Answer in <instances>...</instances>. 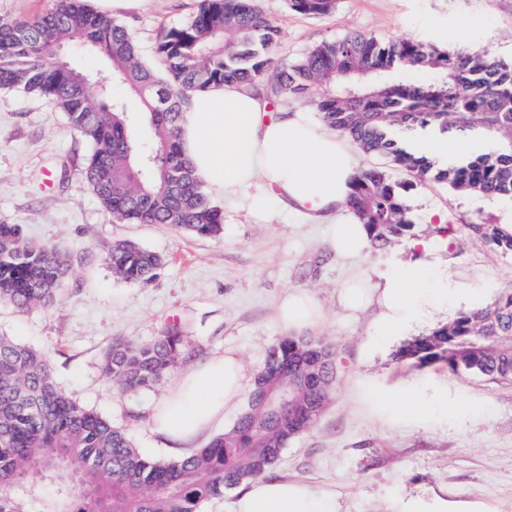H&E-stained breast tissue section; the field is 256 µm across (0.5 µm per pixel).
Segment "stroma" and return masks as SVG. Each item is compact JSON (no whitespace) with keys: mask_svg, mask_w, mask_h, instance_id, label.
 Wrapping results in <instances>:
<instances>
[{"mask_svg":"<svg viewBox=\"0 0 512 512\" xmlns=\"http://www.w3.org/2000/svg\"><path fill=\"white\" fill-rule=\"evenodd\" d=\"M200 3L154 0L147 12L123 17L146 65L156 66L158 42L184 25ZM258 4L281 29L271 56L275 70L321 42L351 33L385 42L419 41L423 25L455 22L466 27L468 46L512 61V0H336L335 9L320 16L292 11L289 0ZM87 153V144L52 101L0 91V224L20 225L29 239L64 247L70 264L53 308L18 310L0 303V334L45 351L57 383L76 401L126 430L145 456L171 458L153 430L152 415L179 373L142 392L113 388L100 373L112 342L145 343L177 326L191 338V363L233 348L252 375L286 334L276 318L278 301L289 289H305L324 310L325 319L312 334L335 349L338 380L324 413L285 448L274 476L336 493L349 512H386L388 497L427 487L447 489L452 501L512 512V381L454 374L442 365L399 364L392 346L366 355L362 345L372 311L347 316L337 298L340 286L365 266L393 256L414 258L408 248L412 238L433 240L449 274L460 282L482 275L493 292L512 289V254L469 230L473 224L500 223L499 199L462 193L390 168L385 157L362 155V168L389 169L394 181L408 184L414 226L408 239L343 260L332 247L329 225L299 223L276 204L267 216L225 209L217 237L167 224L117 221L80 178ZM430 207L444 212L451 232L425 223ZM122 242L161 257L151 282L112 276L101 247ZM421 376L446 380L462 396L485 399L489 416L465 424L443 419L426 428L396 427L378 420L361 401L370 388H392Z\"/></svg>","mask_w":512,"mask_h":512,"instance_id":"stroma-1","label":"stroma"}]
</instances>
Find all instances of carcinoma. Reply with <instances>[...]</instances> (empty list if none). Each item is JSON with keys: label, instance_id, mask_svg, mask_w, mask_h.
I'll list each match as a JSON object with an SVG mask.
<instances>
[{"label": "carcinoma", "instance_id": "obj_1", "mask_svg": "<svg viewBox=\"0 0 512 512\" xmlns=\"http://www.w3.org/2000/svg\"><path fill=\"white\" fill-rule=\"evenodd\" d=\"M302 15H325L336 0H289ZM279 27L256 0H202L192 18L157 47L166 78L140 60L120 22L87 0H55L27 19L0 16V91L52 100L88 144L80 176L113 218L128 224H169L200 237L221 233L224 213L204 191L185 158L178 131L189 95L213 84L245 83L283 104L320 89L316 110L328 128L367 154L386 157L426 180L485 197L512 198V62L487 49H442L360 34L323 43L288 69L269 71ZM76 44L107 64L105 88L93 97L85 74L60 56ZM427 81L410 80L414 71ZM138 101L128 111L113 87ZM146 125L150 136H140ZM471 133L486 148L447 167L409 152L397 133ZM386 171L359 173L350 208L366 225L370 245L383 248L413 227L403 192ZM472 233L512 252V233L472 224ZM112 273L149 282L161 259L126 242L103 247ZM69 274L66 252L28 240L17 224H0V303L26 310L55 305ZM190 356L186 336L168 328L148 343L117 340L102 372L123 391L158 384ZM397 362L442 364L490 380L512 381V290L462 312L404 345ZM292 385L288 415L266 399ZM336 385L335 353L312 336H285L257 371L235 424L188 456L153 461L127 433L79 405L55 382L47 353L0 335V512H200L202 505L271 472L280 454L310 430ZM68 472L75 489L41 499L33 472Z\"/></svg>", "mask_w": 512, "mask_h": 512}]
</instances>
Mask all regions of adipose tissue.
<instances>
[{"label":"adipose tissue","instance_id":"obj_1","mask_svg":"<svg viewBox=\"0 0 512 512\" xmlns=\"http://www.w3.org/2000/svg\"><path fill=\"white\" fill-rule=\"evenodd\" d=\"M182 151L214 198L251 211L269 200L286 205L306 224H328L338 255H360L368 232L348 201L359 173V152L352 141L327 128L302 108L269 110L266 97L250 86L226 84L193 94L180 126ZM417 259H392L370 266L361 282L340 291V302L355 312L374 306L367 353L453 307L483 306L489 283L462 285L434 264L432 241L416 239ZM278 315L289 332L316 325L322 312L312 296L288 290ZM245 369L232 349L186 374L154 414L156 431L174 451L190 446L204 430L223 421L225 410L245 390ZM368 401L381 419L423 427L441 417L469 422L486 417L487 403L460 398L448 383L427 380L393 391H370ZM232 512H345L335 494H323L301 481L262 478L246 483ZM395 512H477L448 501L444 492L425 489L400 496Z\"/></svg>","mask_w":512,"mask_h":512}]
</instances>
